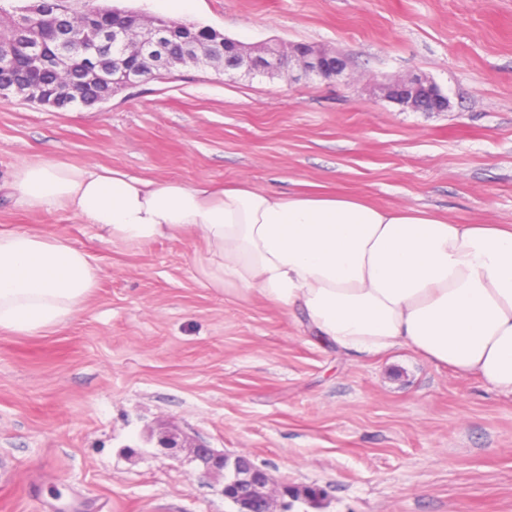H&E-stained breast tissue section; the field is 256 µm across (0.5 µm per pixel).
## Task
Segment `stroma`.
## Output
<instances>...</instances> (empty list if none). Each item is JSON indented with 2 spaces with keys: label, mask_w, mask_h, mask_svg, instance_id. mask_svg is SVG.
Returning a JSON list of instances; mask_svg holds the SVG:
<instances>
[{
  "label": "stroma",
  "mask_w": 512,
  "mask_h": 512,
  "mask_svg": "<svg viewBox=\"0 0 512 512\" xmlns=\"http://www.w3.org/2000/svg\"><path fill=\"white\" fill-rule=\"evenodd\" d=\"M113 2L258 47L320 46L350 75L188 64L99 108L2 99L1 172L43 156L512 225V0ZM412 74L447 111L382 96ZM14 228L70 236L100 277L66 324L0 330V512H236L221 476L153 446L166 431L298 490L274 512H512V395L406 347L353 359L314 344L300 313L205 286L190 236L112 245L1 197L0 229Z\"/></svg>",
  "instance_id": "obj_1"
}]
</instances>
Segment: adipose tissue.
Masks as SVG:
<instances>
[{
    "label": "adipose tissue",
    "instance_id": "1",
    "mask_svg": "<svg viewBox=\"0 0 512 512\" xmlns=\"http://www.w3.org/2000/svg\"><path fill=\"white\" fill-rule=\"evenodd\" d=\"M0 194L34 212L69 213L110 244L192 235L206 246V283L298 310L317 343L353 357L406 346L512 395L511 226L41 157L0 176ZM99 276L68 236L0 230V329L30 335L65 323Z\"/></svg>",
    "mask_w": 512,
    "mask_h": 512
}]
</instances>
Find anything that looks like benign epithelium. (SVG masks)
I'll return each instance as SVG.
<instances>
[{"mask_svg": "<svg viewBox=\"0 0 512 512\" xmlns=\"http://www.w3.org/2000/svg\"><path fill=\"white\" fill-rule=\"evenodd\" d=\"M26 11L59 13L83 30L84 35L82 40H74L70 27L64 24L54 32L55 51L48 53L43 48V36L28 30L22 16L8 19L0 25V35L18 43L27 67L24 81L4 84L0 93L21 84L26 96H47L49 103L58 108L68 104L73 87L57 84L48 88L33 81L29 71L42 73L80 60L85 81L106 89L103 96L84 99V106L95 107L109 100L116 90L188 63L211 66L222 73L241 68L249 73H266L293 65L325 80L343 75L348 68L340 54L317 46L259 48L220 38L205 27L184 26L178 35L171 24L159 17L138 12L114 14L112 27L106 28L101 25L103 13L95 4L76 15L65 10L62 0H35ZM381 90L388 101L415 111L442 112L448 108L447 96L434 83L418 75L396 78L382 85ZM157 445L174 456L183 448L190 449L191 460L202 466L203 473L223 477L220 493L236 505L237 512H272L273 494L283 497L289 494L287 486L275 485L267 471L244 455L232 457L203 444H191L177 433L160 436Z\"/></svg>", "mask_w": 512, "mask_h": 512, "instance_id": "benign-epithelium-1", "label": "benign epithelium"}]
</instances>
